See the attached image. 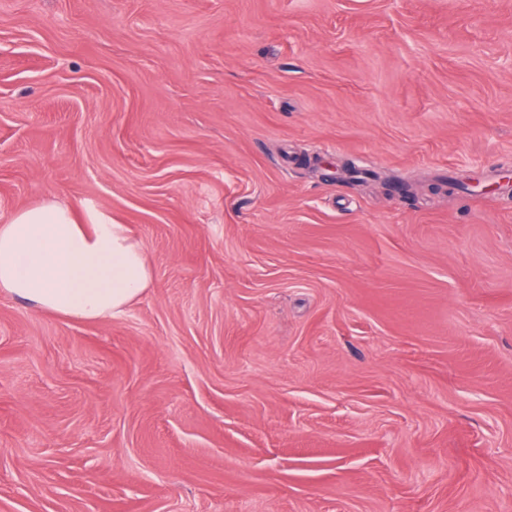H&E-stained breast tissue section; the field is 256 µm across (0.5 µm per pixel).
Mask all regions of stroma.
I'll use <instances>...</instances> for the list:
<instances>
[{"instance_id": "stroma-1", "label": "stroma", "mask_w": 512, "mask_h": 512, "mask_svg": "<svg viewBox=\"0 0 512 512\" xmlns=\"http://www.w3.org/2000/svg\"><path fill=\"white\" fill-rule=\"evenodd\" d=\"M510 169L512 0H0V224L153 275L0 293V512H512ZM151 285L140 244L107 216L83 224L72 209L48 200L0 225V292L38 311L111 318Z\"/></svg>"}]
</instances>
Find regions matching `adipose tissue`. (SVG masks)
Returning <instances> with one entry per match:
<instances>
[{
	"instance_id": "adipose-tissue-1",
	"label": "adipose tissue",
	"mask_w": 512,
	"mask_h": 512,
	"mask_svg": "<svg viewBox=\"0 0 512 512\" xmlns=\"http://www.w3.org/2000/svg\"><path fill=\"white\" fill-rule=\"evenodd\" d=\"M151 285L140 244L107 216L84 224L72 209L48 200L0 225V292L36 310L111 318Z\"/></svg>"
}]
</instances>
